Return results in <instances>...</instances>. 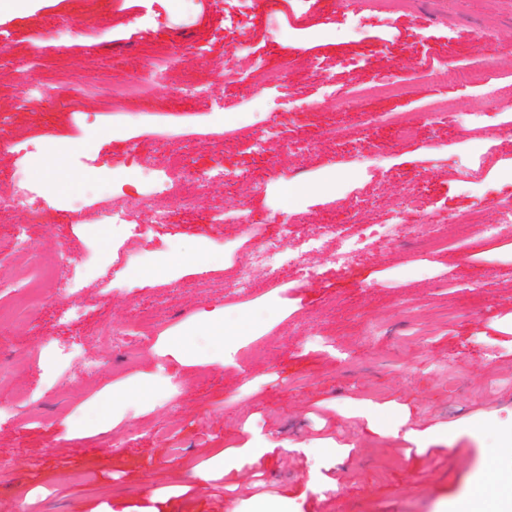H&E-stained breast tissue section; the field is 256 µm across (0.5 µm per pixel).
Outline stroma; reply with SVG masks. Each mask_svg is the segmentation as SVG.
Masks as SVG:
<instances>
[{
  "mask_svg": "<svg viewBox=\"0 0 512 512\" xmlns=\"http://www.w3.org/2000/svg\"><path fill=\"white\" fill-rule=\"evenodd\" d=\"M291 2L271 17L253 12L240 31L226 23L225 0H0V118L14 144L69 184L44 186L42 205L17 203L0 222V309L14 307L32 257L44 270L30 317L0 325V366L10 371L0 381V512H452L477 495L492 512L512 500V274L502 272L512 249L494 246L478 262L472 238L454 236L427 252L377 249L342 270L322 254L309 274L283 269L280 287L256 281L251 301L224 293L233 271L225 242L253 226L284 237L293 214L495 221L493 201L512 196V132L496 119L512 113V0H392L388 12L356 14L330 12L326 0L293 12ZM63 15L66 54L52 25ZM243 35L280 70L277 87L241 80L252 63L231 47ZM486 51L501 79L484 123L426 117L432 99L469 112L476 91L466 73ZM173 54L161 85L126 93L143 56ZM33 61L46 95L26 91ZM395 80L409 84L406 96L364 93ZM85 84L93 96L77 98ZM190 84L203 93L180 101L176 89ZM337 95L355 112H335ZM378 112L406 114L419 140L365 129ZM177 119L213 131L190 151L192 171L245 172L263 158L295 182L260 200L246 180L232 195L202 184L198 214L170 205L158 248L113 270L111 227L74 223L72 204L91 193L109 201L116 183L135 190L130 130ZM270 120L283 142L267 143ZM331 123L343 124V145L320 141ZM473 151L484 173L467 183L459 171ZM409 185L407 206L399 199ZM239 206L245 224L208 223L210 210ZM181 277L199 288L172 290ZM145 296L174 320L135 365L87 344L100 322L123 327ZM216 309L220 334L198 322ZM375 322L385 331L371 333ZM45 346L56 357L35 361ZM390 421L401 437L383 432ZM168 427L180 455L158 434ZM74 471L83 481L65 480Z\"/></svg>",
  "mask_w": 512,
  "mask_h": 512,
  "instance_id": "35a3bbf8",
  "label": "stroma"
}]
</instances>
